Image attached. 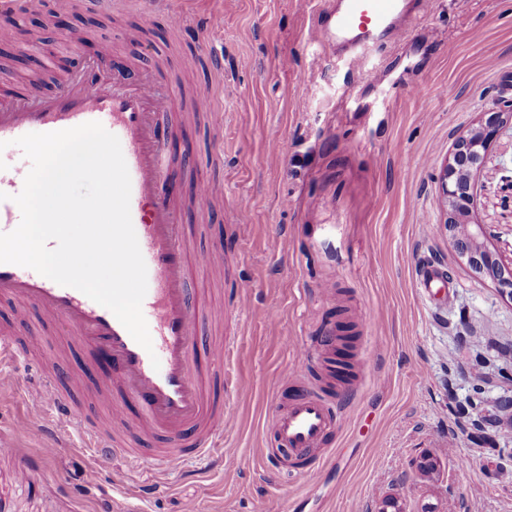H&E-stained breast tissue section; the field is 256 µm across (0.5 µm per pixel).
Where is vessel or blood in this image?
<instances>
[{
    "mask_svg": "<svg viewBox=\"0 0 512 512\" xmlns=\"http://www.w3.org/2000/svg\"><path fill=\"white\" fill-rule=\"evenodd\" d=\"M57 10L165 14L175 27L200 30L211 19L179 11L176 0H54ZM405 0H325L310 39L320 49L351 58L387 37L399 38ZM157 70L132 73L110 46L55 91L37 98L24 95L0 100V233L13 231L21 211L13 201L30 170L16 139L88 122L101 123L120 141L131 180L130 213L147 267L142 312L152 340L139 345L113 313L81 291L57 284L36 271L0 263V298L28 307L37 317L64 323L73 339L103 356L109 370L98 382L106 393L109 421L102 424L80 413L67 385L47 380L48 406L58 420L79 432L99 471L116 459L136 456L138 431L160 437L152 460L174 469L216 453L217 440L234 412L224 396L207 394L195 370L199 314L187 290L189 252L186 230L170 190L172 161L167 149L168 113L176 111L173 93L162 91ZM28 355L18 337L0 335V382L11 380L14 364ZM334 402L323 393L298 389L273 416L274 461L313 460L322 466V449L337 426Z\"/></svg>",
    "mask_w": 512,
    "mask_h": 512,
    "instance_id": "1",
    "label": "vessel or blood"
}]
</instances>
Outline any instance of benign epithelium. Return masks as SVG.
Returning <instances> with one entry per match:
<instances>
[{
  "label": "benign epithelium",
  "mask_w": 512,
  "mask_h": 512,
  "mask_svg": "<svg viewBox=\"0 0 512 512\" xmlns=\"http://www.w3.org/2000/svg\"><path fill=\"white\" fill-rule=\"evenodd\" d=\"M508 125H512V100H501L456 139L440 171V206L444 227L454 239L460 257L474 273L490 279L512 297V267L504 266L487 247L490 228L468 221L473 177L498 131Z\"/></svg>",
  "instance_id": "benign-epithelium-1"
}]
</instances>
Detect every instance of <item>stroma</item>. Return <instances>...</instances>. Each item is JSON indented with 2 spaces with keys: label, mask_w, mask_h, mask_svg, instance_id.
<instances>
[{
  "label": "stroma",
  "mask_w": 512,
  "mask_h": 512,
  "mask_svg": "<svg viewBox=\"0 0 512 512\" xmlns=\"http://www.w3.org/2000/svg\"><path fill=\"white\" fill-rule=\"evenodd\" d=\"M321 0H224L222 22L202 38L164 18L74 11L81 55L100 45L133 66L154 67L179 89L171 150L191 253L219 247L224 273L189 264V288L205 345L236 347L224 365L235 419L224 428V460H195L154 472L117 463L99 472L80 439L47 407L28 401L36 374L0 385V512H377L394 497L402 512H512V298L476 275L443 225L439 170L456 137L500 98L512 99V0H426L405 34L360 60L311 46ZM52 7L15 14L25 33L0 42V78L29 95L67 76L69 46ZM224 55L216 111L194 112ZM199 56L194 71L181 67ZM419 87L414 98L410 87ZM223 152V166L212 159ZM216 185L194 200L198 173ZM512 128L503 129L474 178L473 224L512 262ZM250 203L236 209L238 200ZM449 289L426 294L422 264ZM355 325L352 375L328 377L320 357L336 348V321ZM32 355L62 349L55 371L93 387V356L67 344L59 322L32 323L0 300V330ZM313 343L320 357L299 351ZM325 391L339 406L329 461L284 479L267 457L278 395ZM496 416L473 434L460 409ZM62 447L49 457L47 436ZM430 455L432 474L416 463ZM157 479L142 499L140 485Z\"/></svg>",
  "instance_id": "35a3bbf8"
}]
</instances>
